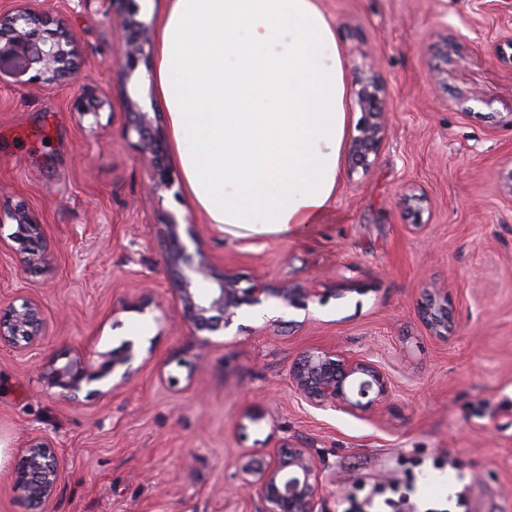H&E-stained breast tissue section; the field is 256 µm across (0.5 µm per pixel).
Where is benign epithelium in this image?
Listing matches in <instances>:
<instances>
[{"mask_svg": "<svg viewBox=\"0 0 512 512\" xmlns=\"http://www.w3.org/2000/svg\"><path fill=\"white\" fill-rule=\"evenodd\" d=\"M130 0H112L118 7L120 29L125 43V61L119 64L120 76L129 83L150 44L152 28L137 18V12L125 7ZM44 13L32 8L30 0H12L8 9H0V72L33 70L36 77L54 81L70 74L79 51L77 34L64 21L46 32ZM382 84L375 73L359 79L357 103L363 118L347 149L351 170H368L373 163L385 130L380 94ZM106 101L88 88L73 102L79 114L97 115ZM127 131L137 136V147L149 164V192L159 198L175 186L169 168L166 140L161 127L142 110L138 102L126 97ZM14 224L9 239L27 262L38 268L50 259L52 247L46 239L44 225L26 205L18 202L5 214L0 224ZM164 242V258L171 273L172 293L186 320L197 333L224 331L244 305L274 302L280 307L300 308L306 301L319 297L315 288L272 284L258 280L249 288L239 287V279L230 271L217 273L201 249L188 252L185 239L199 243L195 225L180 228L169 214L160 231ZM420 315L431 334L446 338L453 328L448 297L426 295L420 304ZM45 335L41 309L37 302L22 300L20 306L0 310V345L22 349L40 342ZM136 358L133 343L125 342L99 366L85 357L58 364L54 359L43 367V380L50 388H59L68 398L76 399L83 390L99 394L98 386L108 379L112 389L125 385L132 374ZM289 381L295 392L316 409L333 410L359 417L390 399L391 383L382 368L371 361L346 355L330 348L314 347L303 352L289 370ZM244 487L256 492L262 512H322V472L311 453L292 444L279 448H255L238 463ZM60 481L57 450L46 439L32 438L16 458L13 470V492L29 512H43V507L56 493Z\"/></svg>", "mask_w": 512, "mask_h": 512, "instance_id": "obj_1", "label": "benign epithelium"}]
</instances>
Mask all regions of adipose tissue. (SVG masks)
Returning <instances> with one entry per match:
<instances>
[{"instance_id":"obj_1","label":"adipose tissue","mask_w":512,"mask_h":512,"mask_svg":"<svg viewBox=\"0 0 512 512\" xmlns=\"http://www.w3.org/2000/svg\"><path fill=\"white\" fill-rule=\"evenodd\" d=\"M154 81L185 193L226 236L293 238L333 206L347 88L318 0H166Z\"/></svg>"}]
</instances>
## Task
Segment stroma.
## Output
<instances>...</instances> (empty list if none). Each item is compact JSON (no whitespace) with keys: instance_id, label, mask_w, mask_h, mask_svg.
<instances>
[{"instance_id":"stroma-1","label":"stroma","mask_w":512,"mask_h":512,"mask_svg":"<svg viewBox=\"0 0 512 512\" xmlns=\"http://www.w3.org/2000/svg\"><path fill=\"white\" fill-rule=\"evenodd\" d=\"M34 5L76 32L81 55L74 82L0 73V208L25 202L55 245L34 276L0 244V309L30 298L46 323L38 345H0V512H26L10 461L34 437L59 458L45 512H259L236 491L238 461L288 442L321 467L323 512L394 481L426 502L462 490L467 512H512V0H319L350 126L367 72L387 126L370 169H342L332 208L289 239L229 238L186 196H149L112 0ZM86 85L110 100L99 116L73 110ZM411 187L430 202L420 234ZM170 213L242 287L297 284L319 300L245 306L224 334H193L158 234ZM433 288L453 308L445 339L418 313ZM126 341L135 372L117 390L74 401L40 376L52 358L97 362ZM320 346L379 364L391 400L361 417L307 405L288 372Z\"/></svg>"}]
</instances>
